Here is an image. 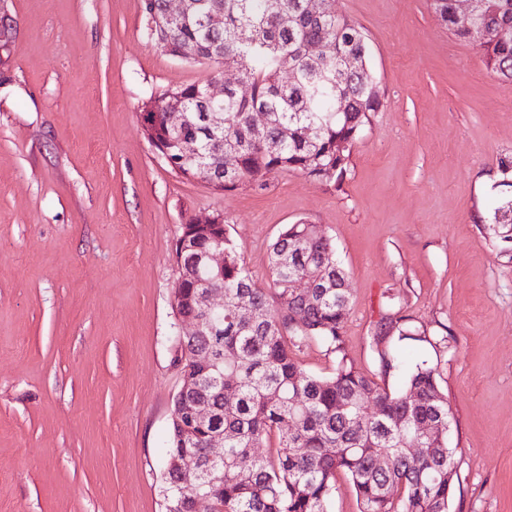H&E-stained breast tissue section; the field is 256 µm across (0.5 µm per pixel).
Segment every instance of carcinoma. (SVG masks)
I'll return each instance as SVG.
<instances>
[{
  "instance_id": "cac0c4a2",
  "label": "carcinoma",
  "mask_w": 512,
  "mask_h": 512,
  "mask_svg": "<svg viewBox=\"0 0 512 512\" xmlns=\"http://www.w3.org/2000/svg\"><path fill=\"white\" fill-rule=\"evenodd\" d=\"M485 32L477 44L487 68L512 82V0H479ZM306 0H190L188 14L170 22L165 0H142L146 34L170 55L212 67L239 70L250 88L206 105L204 84L191 83L152 94L157 103L143 112L144 138L156 150L166 148L187 179L223 177L216 188L242 184L262 188L268 178L293 170L321 185H337L348 166L351 147L370 114L379 111L382 91L367 66L368 38L356 22L333 11L315 16ZM448 30L474 41L471 27L459 19L454 0H431ZM214 15L224 25H210ZM319 42L323 56L310 58L305 46ZM181 104L184 119L166 123L170 103ZM267 114L269 143L259 146L249 130L252 113ZM224 113V125L208 116ZM291 131L288 141L280 129ZM197 141L193 156L179 143ZM497 186L505 188L496 205L481 214L482 232L496 244L512 229V157L498 165ZM190 249L176 246L181 284L178 313L197 309L196 295L208 285L224 289V308L216 331L177 343L175 362L182 388L172 402L165 452L163 512H188L195 493L213 495L214 512H328L336 476L346 475L360 512H448L454 466L448 447L450 408L435 369L422 363L409 368L392 341L416 340L420 333L400 318L380 321L372 346L380 380L403 378L390 389L356 370L348 361L342 328L348 315L346 274L336 262L332 239L315 224H289L270 248L271 285L260 288L237 254L226 229L205 233L184 225ZM221 241L229 261L224 271L198 268L196 257ZM300 277L313 281L306 296L292 288ZM302 322H295V315ZM321 340L334 355L329 376H316L301 365L296 350ZM209 354L205 366L197 358ZM198 397L208 401L212 417L189 421L185 406ZM426 424L434 427L408 445ZM212 431L224 433V460L209 459L202 443ZM273 444L263 456L255 449ZM186 459L184 471L171 460Z\"/></svg>"
}]
</instances>
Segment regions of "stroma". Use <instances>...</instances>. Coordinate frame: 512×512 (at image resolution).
Segmentation results:
<instances>
[{"label": "stroma", "mask_w": 512, "mask_h": 512, "mask_svg": "<svg viewBox=\"0 0 512 512\" xmlns=\"http://www.w3.org/2000/svg\"><path fill=\"white\" fill-rule=\"evenodd\" d=\"M334 6L383 92L341 187L283 170L218 193L141 133L150 94L210 73L147 39L141 0H0L16 30L0 57V512H161L175 241L213 212L262 288L286 225L332 238L354 367L375 372L382 318L427 336L397 350L435 369L451 409L448 512H512V258L476 223L512 156V84L431 0Z\"/></svg>", "instance_id": "stroma-1"}]
</instances>
